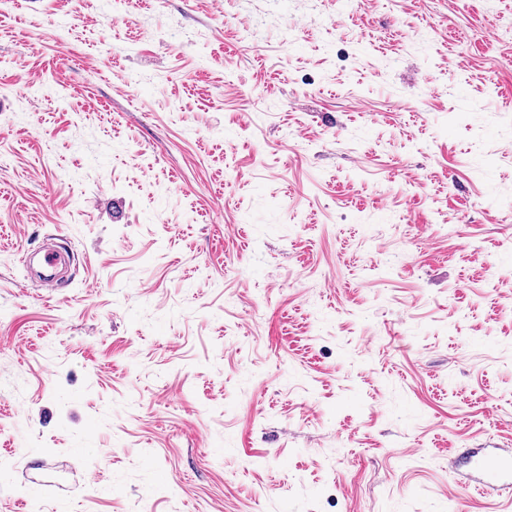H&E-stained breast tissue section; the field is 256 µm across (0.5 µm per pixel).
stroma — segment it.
I'll list each match as a JSON object with an SVG mask.
<instances>
[{
    "label": "stroma",
    "mask_w": 512,
    "mask_h": 512,
    "mask_svg": "<svg viewBox=\"0 0 512 512\" xmlns=\"http://www.w3.org/2000/svg\"><path fill=\"white\" fill-rule=\"evenodd\" d=\"M465 448H512V0H0V512H512Z\"/></svg>",
    "instance_id": "35a3bbf8"
}]
</instances>
